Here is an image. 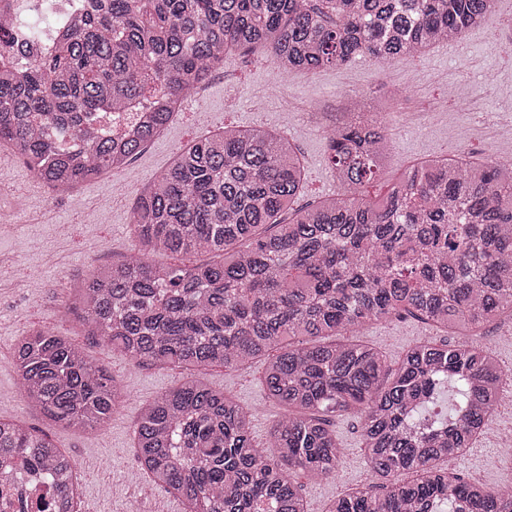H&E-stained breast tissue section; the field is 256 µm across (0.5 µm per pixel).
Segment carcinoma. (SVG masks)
Masks as SVG:
<instances>
[{
    "instance_id": "carcinoma-1",
    "label": "carcinoma",
    "mask_w": 512,
    "mask_h": 512,
    "mask_svg": "<svg viewBox=\"0 0 512 512\" xmlns=\"http://www.w3.org/2000/svg\"><path fill=\"white\" fill-rule=\"evenodd\" d=\"M497 0H86L48 37L22 13L0 16V145L66 194L124 167L180 111L186 94L261 49L281 71L358 58L389 63L462 39ZM140 103L122 138L95 131L105 112ZM386 112L360 95L323 130L336 197L293 208L303 165L283 136L226 126L179 149L139 196L133 254L93 271L68 308L85 331L140 364L226 369L266 358L268 398L285 413L267 456L253 411L200 381L142 405L140 469L182 497L187 512H308L298 478H336L343 449L333 417L361 423L379 484L327 512H512L493 490L439 466L484 436L512 377L473 344L512 319V163L423 159L372 202L361 186L381 170ZM206 253L191 268L147 254ZM459 340H424L391 363L377 348L328 342L402 313ZM23 395L44 416L94 429L125 392L69 339L35 330L15 348ZM44 477L55 501L77 496L72 460L44 435L0 417V466ZM412 475L401 482L398 476Z\"/></svg>"
}]
</instances>
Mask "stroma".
Listing matches in <instances>:
<instances>
[{
  "label": "stroma",
  "mask_w": 512,
  "mask_h": 512,
  "mask_svg": "<svg viewBox=\"0 0 512 512\" xmlns=\"http://www.w3.org/2000/svg\"><path fill=\"white\" fill-rule=\"evenodd\" d=\"M511 39L512 0H497L494 15L463 37L462 49L445 42L388 64L362 58L282 77L264 54L228 53L199 97L184 104L160 136L122 170L83 183L69 196L56 195L22 159L0 147V412L43 431L73 460L83 488L80 512H185L181 498L139 475L133 446L142 404L183 379L209 383L256 408L252 438L259 448L283 412L267 397L262 360L233 369L139 364L87 335L65 308L71 287L91 270L131 254L135 203L177 150L227 125L267 128L297 149L305 181L299 202L315 204L337 192L320 127L343 111L347 96L363 94L385 104L392 125L383 168L362 187L369 200H381L412 163L429 156L512 162V131L504 129L512 123V55L504 49ZM36 329L67 337L123 387L125 403L103 426L92 431L55 426L27 403L13 352ZM445 337L409 316L367 324L354 335L392 361L422 340ZM335 430L343 463L335 479L302 478L309 512H327L336 497L373 481L358 420L336 417ZM448 467L489 488H512V460L492 438L475 442Z\"/></svg>",
  "instance_id": "stroma-1"
}]
</instances>
